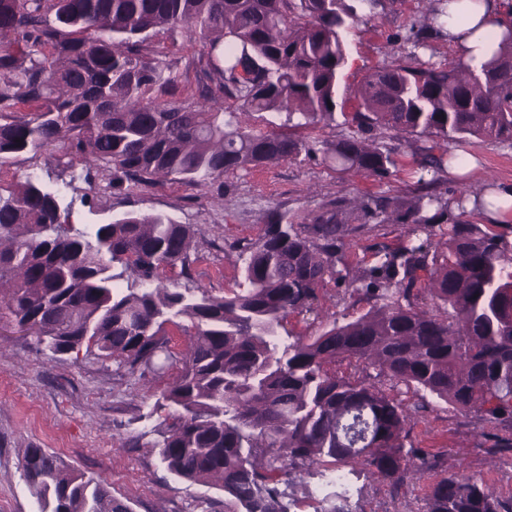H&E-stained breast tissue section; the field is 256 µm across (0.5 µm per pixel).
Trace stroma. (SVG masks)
Instances as JSON below:
<instances>
[{
	"label": "stroma",
	"instance_id": "1",
	"mask_svg": "<svg viewBox=\"0 0 512 512\" xmlns=\"http://www.w3.org/2000/svg\"><path fill=\"white\" fill-rule=\"evenodd\" d=\"M426 16L423 0H378L363 9L361 21L345 34L348 65L343 87H354L368 71L405 58L400 40L410 25ZM149 41L170 67L179 86L197 89L205 80L207 56L202 44L178 31L151 33ZM378 138L393 140L382 129ZM396 141V140H393ZM398 145V171L385 181L338 172L321 158L267 163L225 175L222 186L189 187L169 180L112 194L102 173H87L63 148L36 156L23 154L0 165V185H15L36 175L59 189L62 204L75 227L101 223L107 213L96 202L111 203L113 213L165 212L191 225L194 238L190 276L162 271L173 288L202 289L214 296L235 288L243 259L238 243L258 239L272 214L302 216L337 195H396L417 179V161L405 140ZM439 151L474 157L475 168L464 180H447L449 190L493 183L512 184V143L470 137L443 142ZM401 224H382L349 249L350 266L371 263L373 244L397 246L404 239ZM368 305L326 284L317 313L293 316L289 327L304 336L317 334L329 321L357 318ZM180 366L157 374L125 375L113 361L91 356L51 358L34 337L23 334L9 319H0V512H39V503L22 475L27 449L42 448L68 468L106 480L114 497L128 501L132 512H224V493L215 486L187 482L170 475L153 445L169 409L162 393L177 380ZM512 433L511 421H488L474 411H459L436 402L417 413L411 441L427 454L432 466L416 475L401 491L390 483L351 472L363 495L362 512H423L431 485L440 476L472 475L485 481L500 498L512 497V454L490 446L493 434Z\"/></svg>",
	"mask_w": 512,
	"mask_h": 512
}]
</instances>
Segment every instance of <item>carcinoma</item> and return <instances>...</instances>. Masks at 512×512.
<instances>
[{"label":"carcinoma","instance_id":"cac0c4a2","mask_svg":"<svg viewBox=\"0 0 512 512\" xmlns=\"http://www.w3.org/2000/svg\"><path fill=\"white\" fill-rule=\"evenodd\" d=\"M374 0H0V165L61 143L126 193L166 177L206 186L270 161L321 154L332 168L380 180L408 139L420 176L402 195L337 196L302 218L276 213L240 247L242 281L217 297L168 287L160 270L190 266L193 231L170 215L126 211L75 229L59 194L27 176L0 191V312L54 358L80 348L128 374L181 362L162 393L174 412L154 443L171 475L224 490V512H288L280 485L312 468L360 467L399 488L426 460L409 442L412 410L430 400L512 419V224H473L466 191L442 189L439 142H512V32L474 65L407 59L367 72L335 140L293 130L330 126L348 55L343 33ZM185 29L207 48L199 99L180 97L148 42ZM443 27L411 25L427 47ZM160 90L169 99L149 96ZM232 99L237 107L224 106ZM19 102L30 117L12 115ZM285 115L288 130L273 128ZM257 118L271 129L257 131ZM404 224L355 271L346 252L370 225ZM444 238L436 243L435 236ZM119 263L132 274L126 286ZM329 282L367 301L357 318L294 336L288 317L314 310ZM433 301L435 309L422 306ZM187 319L178 357L165 326ZM417 396L414 408L398 387ZM23 474L41 512H130L107 484L29 448ZM318 512H353L323 499ZM424 512H512L481 479L444 476Z\"/></svg>","mask_w":512,"mask_h":512}]
</instances>
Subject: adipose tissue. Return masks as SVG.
<instances>
[{
  "instance_id": "1",
  "label": "adipose tissue",
  "mask_w": 512,
  "mask_h": 512,
  "mask_svg": "<svg viewBox=\"0 0 512 512\" xmlns=\"http://www.w3.org/2000/svg\"><path fill=\"white\" fill-rule=\"evenodd\" d=\"M445 31L464 58L491 57L503 35L512 31V11L502 0H443Z\"/></svg>"
}]
</instances>
